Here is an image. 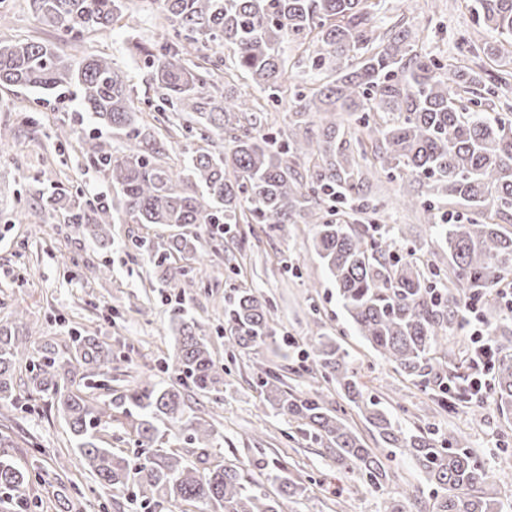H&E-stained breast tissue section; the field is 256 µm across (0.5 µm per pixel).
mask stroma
Wrapping results in <instances>:
<instances>
[{"instance_id":"35a3bbf8","label":"stroma","mask_w":512,"mask_h":512,"mask_svg":"<svg viewBox=\"0 0 512 512\" xmlns=\"http://www.w3.org/2000/svg\"><path fill=\"white\" fill-rule=\"evenodd\" d=\"M0 10L11 16L8 37L35 39L79 59L110 57L131 80L141 122L165 134L171 114L160 108L141 55L160 31L155 6L126 12L111 29L75 45L64 33L43 26L27 0H0ZM432 15L444 29L430 33V51L444 57L463 55L470 65H478L475 48L488 34L475 24L465 0H381L375 22L383 30L414 28ZM80 109L70 95L55 98L35 88L0 86V318L16 307L25 308L31 352H41L49 343L60 355L70 356V331L75 328L110 345L115 355L97 383L118 390L142 381L171 383L175 377L162 372L161 362L176 349L169 323L174 312H181L196 321L217 365L231 369L221 392L189 399L192 415L212 424L220 435L210 463L235 459L255 476L259 470L252 462L261 456L301 475L308 491L297 512H385L397 491L424 484L407 454L390 458L394 481L386 492L373 490L339 471L325 449L306 441L297 422L274 416L260 396L258 378L268 369L281 374L292 392L318 387L331 407L345 411L367 447H380L376 432L337 393L335 384L299 373L302 349L310 336L322 331L336 336L348 351L349 366L365 396L379 400L404 430L441 442L454 436L472 448L492 475L490 493L501 502L502 512H512V415L499 412L490 392L477 406L453 397L441 400L435 385L413 381L375 352L341 308L336 287L314 250L313 225H289L283 236L266 224H237L222 237L192 225L208 262L193 271V287L173 288L157 279L152 260L132 245L133 239L147 235L148 225H113L112 249L104 253L81 226L67 223L63 210L43 211L38 224H31L30 204L55 186L81 190L88 199L112 194L103 174L79 148L80 136L93 128L90 122H79ZM64 123L73 125L76 134L62 143L56 129ZM399 190V182L386 180L363 188L383 201L397 253L412 248L417 261L447 268L448 253L431 239L417 214L399 203ZM103 262L110 265L111 276L90 272V265ZM240 288L256 289L269 301L280 340L238 350L231 361L224 352L225 311ZM0 434L10 440L9 447H0V459L32 473L25 488L31 512H101L102 504L111 501V490L96 482L75 452L50 397L37 396L17 410L1 405Z\"/></svg>"}]
</instances>
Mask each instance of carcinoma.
Wrapping results in <instances>:
<instances>
[{
	"mask_svg": "<svg viewBox=\"0 0 512 512\" xmlns=\"http://www.w3.org/2000/svg\"><path fill=\"white\" fill-rule=\"evenodd\" d=\"M42 25L74 41L104 30L137 5V0H29ZM167 24L144 49L158 98L173 112L179 131L212 143L234 132L230 153L199 147L186 171L163 161L164 143L137 116L128 77L108 56L76 61L39 41L0 38V85L79 92L94 123L122 131L130 146L119 150L98 133L80 139L83 156L103 173L112 196L96 204L62 189L49 205L65 210L72 224L85 226L101 249L112 246L114 224H269L288 234L290 224H312L315 249L336 285L338 300L359 335L406 376L427 381L447 367L437 356L450 324L458 320L474 288L512 271V236L489 223L491 214L512 211V118L480 109L471 98L488 77L489 95L507 80L512 64V0H471L478 24L493 35L481 51L494 65L474 69L459 58H438L421 50L423 30L377 33L368 0H150ZM303 47L290 63L282 43ZM275 107L291 95L295 114L319 115L316 136L293 128L255 131L253 99L220 91L224 59ZM224 105H214L215 93ZM372 149L376 172L401 180L402 203L417 208L429 230L445 243L453 262L446 280L432 279L413 260L393 254L394 238L383 225L385 210L360 194L356 157ZM428 193H413L412 183ZM459 198L469 214L452 224L429 197ZM160 280L186 275L178 259L204 265L197 237L186 232L157 242L145 240ZM24 311L15 308L0 321V402H17L14 375L26 364L33 390L52 397L83 463L99 485L121 491L132 484L144 504L174 501L199 512H284L306 484L280 466L264 468L261 480H247L236 464L198 468L175 452L156 447L158 424L188 432L187 444L207 450L213 429L187 415L189 393L219 391L224 369L212 358L193 320L176 315L171 327L176 353L163 369L176 382H145L102 399L79 388L78 367L46 344L34 357L19 338ZM229 354L275 339L271 305L251 288L238 290L226 311ZM484 339L497 348L492 369L494 393L503 411H512V353L500 343V326ZM77 356L100 369L112 365V349L91 336L74 337ZM302 370L336 382L348 402L363 404L364 419L391 448H404L431 488L428 512H501L489 493L490 475L470 448L453 437L448 446L421 434L406 435L390 414L363 399L339 342L315 336L303 350ZM258 386L277 415L301 422L306 438L329 450L336 465L376 491H385L389 468L366 447L323 392L295 395L280 375L264 372ZM122 415L139 462L101 446L98 433ZM28 470L0 459V489L20 491ZM422 490L404 489L386 512H408Z\"/></svg>",
	"mask_w": 512,
	"mask_h": 512,
	"instance_id": "cac0c4a2",
	"label": "carcinoma"
}]
</instances>
